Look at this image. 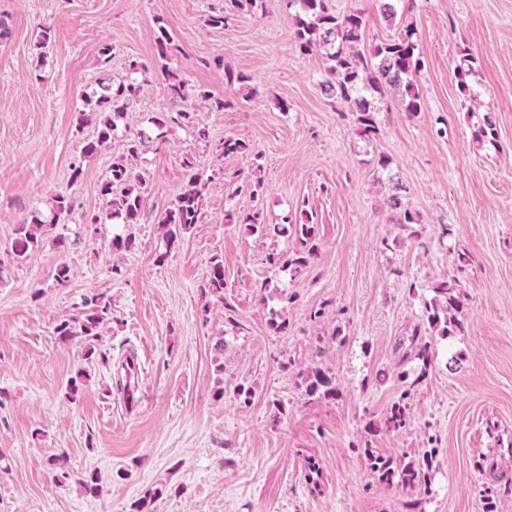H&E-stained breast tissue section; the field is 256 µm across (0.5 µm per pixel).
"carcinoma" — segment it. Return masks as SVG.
Returning <instances> with one entry per match:
<instances>
[{
    "label": "carcinoma",
    "instance_id": "carcinoma-1",
    "mask_svg": "<svg viewBox=\"0 0 512 512\" xmlns=\"http://www.w3.org/2000/svg\"><path fill=\"white\" fill-rule=\"evenodd\" d=\"M266 0H224V10L209 16L208 23L214 28L224 26L227 16L232 13L249 12ZM384 18L396 27L389 38L377 43L368 54L360 49L364 38L365 22L357 11L337 14L329 11L326 0H288V5H299L296 15V48L303 55L321 53L330 62L327 77L322 82L325 92L342 102L349 104L351 111L358 113V120L364 130L375 129L373 119V100L367 92L379 95L388 90L398 93V103L402 111L409 115L421 111L422 101L416 76L421 68L418 37L413 25H404L397 21L398 5L401 0H380ZM474 57L462 53L455 67V78L461 95L468 98L474 92L467 81L473 70ZM166 96L173 104L183 103L187 99L186 82L174 71L162 70ZM141 83L135 77H128L118 83L99 81L97 89L85 100L89 112L80 113V124L94 121L96 137L87 142L84 152L95 154L108 147L116 120L127 112L129 106L138 98ZM152 140L150 133L141 130L127 144V153L137 156L146 144ZM187 182L183 192L174 205L159 217L158 223L169 227L168 235L177 236V231L187 229L197 223L201 210L203 190V170L199 169L194 157L184 159ZM134 175L124 162L115 161L109 169V176L100 186L103 206L87 218L90 226L98 224H136L139 221L144 196V186L134 187L131 182ZM388 206L401 213V223L417 224L418 215L402 205L398 195L388 199ZM73 200L66 194H58L52 199V222L48 223L35 214L31 220L20 225L17 237L12 244V254L19 258L38 248L42 237L52 230L59 218L71 212ZM302 249L282 259L272 255L269 260L275 264L281 262L298 275L314 257L316 247L310 243L312 227L307 223L299 225ZM207 291L224 300V263L211 261L209 275L204 284ZM433 297L426 305V323L418 325L407 337L408 349L404 356H411L421 362L420 373L410 378L407 370L398 372V380L404 384L398 399L386 410L382 419L369 423L376 431L395 432L404 429L411 422L408 396L418 384L431 364L433 351L427 336H464L470 329L464 310L466 291L462 281H438L431 286ZM87 308L80 325L81 333L86 336H99V329L108 323L111 316L110 304L99 294L85 298ZM306 393L321 398L336 396L335 380L328 369L315 366L306 372ZM370 469L379 483L397 486L413 491L426 484L427 472L433 463L435 449H430L419 458L392 460L370 453L364 449Z\"/></svg>",
    "mask_w": 512,
    "mask_h": 512
}]
</instances>
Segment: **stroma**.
I'll return each mask as SVG.
<instances>
[{
    "label": "stroma",
    "instance_id": "stroma-1",
    "mask_svg": "<svg viewBox=\"0 0 512 512\" xmlns=\"http://www.w3.org/2000/svg\"><path fill=\"white\" fill-rule=\"evenodd\" d=\"M360 11L364 49L392 35L378 0H327ZM224 0H0V512H402L401 489L378 483L363 454L399 459L436 450L426 512H512V0H409L405 23L419 37L422 110L376 100L375 130L324 93L327 62L295 47L294 8L268 0L214 28ZM53 39L45 59L34 42ZM166 27L175 47L160 58ZM111 46L103 61L101 49ZM474 55L478 98L460 94L458 53ZM187 83L192 123L155 121L171 111L159 68ZM148 73L108 148L84 152L96 130L78 127L98 80ZM250 76L252 94L224 82ZM204 90L223 111L197 102ZM287 110H280L279 101ZM495 121L493 142L474 127ZM207 128V139L194 130ZM160 131L139 157L127 143ZM242 142L223 154L225 138ZM215 171L197 224L167 241L158 217L186 184L185 157ZM128 160L147 191L140 223L88 228L112 162ZM387 167H380V160ZM82 174L71 179L72 166ZM399 192L417 224H397ZM63 193L72 212L57 248L15 259L11 246L31 213L49 214ZM262 210L268 229L237 218ZM313 222L318 252L299 276L269 263L299 246L291 226ZM130 249L111 248L114 235ZM463 280L471 333L432 337L435 357L410 400L411 423L373 432L401 392L399 368L416 367L399 342L423 321L433 282ZM224 263V298L203 290L213 259ZM67 264L70 279L54 272ZM112 321L86 357L82 337L59 340L60 321L88 296ZM322 310L311 320L312 310ZM286 333L268 328L272 313ZM328 337L317 351V337ZM134 356V399L117 391ZM330 369L336 397L307 396L299 374ZM87 371L77 402L68 379ZM64 455L67 475L50 464ZM489 458L493 476L476 468ZM319 470L307 480L306 464ZM97 479L88 493L84 480Z\"/></svg>",
    "mask_w": 512,
    "mask_h": 512
}]
</instances>
